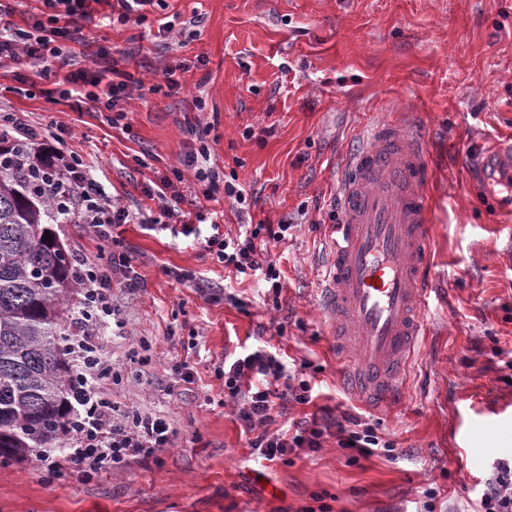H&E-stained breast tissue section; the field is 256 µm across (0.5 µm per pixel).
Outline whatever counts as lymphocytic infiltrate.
Instances as JSON below:
<instances>
[{"instance_id":"lymphocytic-infiltrate-1","label":"lymphocytic infiltrate","mask_w":512,"mask_h":512,"mask_svg":"<svg viewBox=\"0 0 512 512\" xmlns=\"http://www.w3.org/2000/svg\"><path fill=\"white\" fill-rule=\"evenodd\" d=\"M40 12L29 16L26 27L11 30L0 28V61L26 62L35 68L40 79H48L52 63H66L63 41L80 43L84 40L83 28L92 20L93 0H41ZM103 64L91 71L79 68L71 71L67 87H55L54 95L75 104L100 103L112 110L115 120H122L126 113L119 104L129 99L133 84L130 75L116 66L108 65L106 50H98ZM0 135L8 145L18 143L39 144L56 139L52 126L31 123L26 113L9 112L0 115ZM47 160L71 185L69 209L79 223L100 240L112 238L115 228L128 223L129 211L114 200L105 187L91 174L77 154H64L59 149H49ZM208 146H200L184 159L183 170H190L205 198H212L216 189H223L225 197L234 203L246 201L245 190L236 181H222L219 172L209 164ZM183 170L174 171L172 178L164 180L160 188H145L147 197H171L172 202L161 210L167 223L181 225L185 233H193L195 224L206 223L204 211L188 214L182 205L185 197L174 188L175 179ZM288 225L258 224L248 236L241 239L212 233L205 239V250L217 262L231 268L239 275L262 274L273 295H280V272L274 262H262L257 253L256 239L265 237L273 241L284 240ZM80 276L84 298L74 309L71 320L75 332L70 343V353L76 369L81 396L78 411L68 430V439L58 460L49 462L52 471L61 469L90 479L102 469L130 460L156 456L172 447L175 429L163 416L139 411H123L115 407L102 389L105 381H121L122 374L115 370L111 359L103 357L91 339L108 332H123L126 320L122 311L112 303V275L120 273L129 290L143 288L144 281L131 258L124 253L80 260ZM282 365L270 352L258 349L235 359L224 369V391L238 400L237 418L253 438L248 446L253 454L274 463L299 450L315 451L321 448L324 432L313 426L297 425L294 430L281 433L264 432L271 422L277 401L289 398L305 404L310 402L311 386L301 380L285 384L283 389L267 385V378H280ZM339 447L354 449L364 457L377 453L393 456V443L383 440L375 430L359 417L345 416L337 426ZM481 512H512V462H496L494 471L483 483L480 496Z\"/></svg>"}]
</instances>
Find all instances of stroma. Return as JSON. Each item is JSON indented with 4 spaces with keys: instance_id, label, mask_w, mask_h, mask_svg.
Returning <instances> with one entry per match:
<instances>
[{
    "instance_id": "35a3bbf8",
    "label": "stroma",
    "mask_w": 512,
    "mask_h": 512,
    "mask_svg": "<svg viewBox=\"0 0 512 512\" xmlns=\"http://www.w3.org/2000/svg\"><path fill=\"white\" fill-rule=\"evenodd\" d=\"M146 22L87 23L67 43L78 67L106 49L139 79L125 123L103 105L52 99L0 63V110L60 130L131 214L159 212L144 196L205 137L211 164L247 201H205L225 236L246 224H290L270 242L281 274L272 300L258 276L225 271L181 225L117 230L145 282H112L125 332L102 340L123 369L109 391L120 409L165 417L171 448L84 481L48 474L42 449L0 466V512H478L477 484L512 456V193L480 166L488 145L512 140V0H164ZM200 17L193 35L177 28ZM176 29L159 35V22ZM186 64L179 89L166 67ZM204 100L197 110L196 100ZM416 115L430 144L432 290L402 400L357 402L319 318L328 226L343 158L373 122ZM193 273L189 282L171 269ZM150 349L132 351L140 339ZM262 348L313 384L268 432L316 423L324 442L271 463L251 455L219 378L225 360ZM187 363L191 382L171 368ZM358 413L393 441L396 459L338 447L336 423Z\"/></svg>"
}]
</instances>
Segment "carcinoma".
Wrapping results in <instances>:
<instances>
[{"label": "carcinoma", "mask_w": 512, "mask_h": 512, "mask_svg": "<svg viewBox=\"0 0 512 512\" xmlns=\"http://www.w3.org/2000/svg\"><path fill=\"white\" fill-rule=\"evenodd\" d=\"M71 191L38 148L0 146V465L53 445L76 415L63 342L80 271L53 229Z\"/></svg>", "instance_id": "cac0c4a2"}]
</instances>
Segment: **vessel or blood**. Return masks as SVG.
<instances>
[{"label": "vessel or blood", "mask_w": 512, "mask_h": 512, "mask_svg": "<svg viewBox=\"0 0 512 512\" xmlns=\"http://www.w3.org/2000/svg\"><path fill=\"white\" fill-rule=\"evenodd\" d=\"M431 164L419 125L404 116L372 124L349 156L329 227L328 285L319 313L359 402H395L424 330L430 293Z\"/></svg>", "instance_id": "obj_1"}]
</instances>
